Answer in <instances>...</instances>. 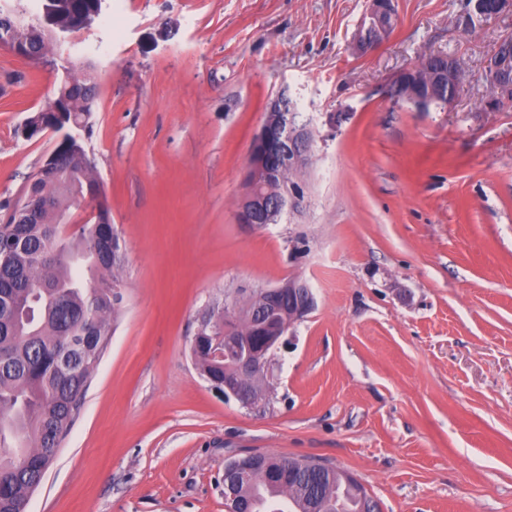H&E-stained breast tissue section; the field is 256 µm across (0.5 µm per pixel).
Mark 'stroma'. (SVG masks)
Returning a JSON list of instances; mask_svg holds the SVG:
<instances>
[{
	"mask_svg": "<svg viewBox=\"0 0 512 512\" xmlns=\"http://www.w3.org/2000/svg\"><path fill=\"white\" fill-rule=\"evenodd\" d=\"M369 0H103L43 62L0 46V201L60 141L26 138L62 81L91 75L84 146L125 259L110 343L27 512H225L246 454L331 463L382 512H512V111L481 78L512 13L398 0L388 39L352 43ZM470 79L452 108L385 95L428 54ZM287 90L315 129L306 204L239 223L250 146ZM305 281L313 310L224 398L191 345L203 317ZM259 455H249L244 458L230 461L224 467V502L234 504L236 502L235 491L241 479L250 472L248 464L254 462Z\"/></svg>",
	"mask_w": 512,
	"mask_h": 512,
	"instance_id": "35a3bbf8",
	"label": "stroma"
}]
</instances>
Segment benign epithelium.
I'll return each mask as SVG.
<instances>
[{"instance_id":"7a95c632","label":"benign epithelium","mask_w":512,"mask_h":512,"mask_svg":"<svg viewBox=\"0 0 512 512\" xmlns=\"http://www.w3.org/2000/svg\"><path fill=\"white\" fill-rule=\"evenodd\" d=\"M512 12V0H478L467 21L486 14ZM396 15L395 0H371L354 49L364 53L382 44L389 36L387 21ZM483 79L489 88L486 106L491 112L512 109V45L504 44L501 53L488 60ZM464 80L459 59L451 55H431L396 74L388 95L413 104L421 111L431 105L451 106L455 90ZM313 131L309 122L299 120L294 100L286 91L278 92L264 109V120L255 135L246 174V192L239 203L241 224H276L289 211L305 204L300 184L312 161ZM86 198L95 203L94 218L99 224L110 219L100 201V188L86 182ZM261 304L247 316L227 311L224 316L223 346H213L211 354L224 357V394L241 404H252L255 379L267 365L270 353L287 344L289 327L306 316L314 306L310 287L297 280L264 288ZM257 456L233 460L224 467V502H236L235 491L250 472L248 464Z\"/></svg>"}]
</instances>
